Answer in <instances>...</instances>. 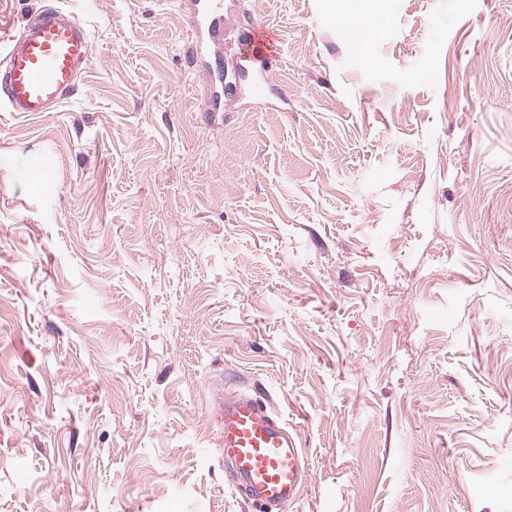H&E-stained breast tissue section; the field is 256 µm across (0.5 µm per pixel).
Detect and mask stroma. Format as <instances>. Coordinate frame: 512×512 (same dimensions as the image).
<instances>
[{
	"label": "stroma",
	"instance_id": "1",
	"mask_svg": "<svg viewBox=\"0 0 512 512\" xmlns=\"http://www.w3.org/2000/svg\"><path fill=\"white\" fill-rule=\"evenodd\" d=\"M47 5L93 50L56 111L0 110V512H258L236 390L308 457L279 512H512V0H224L220 112L191 0L0 18ZM247 62L255 76L254 91L261 94L274 81L280 66L279 60L274 55L262 52L252 55Z\"/></svg>",
	"mask_w": 512,
	"mask_h": 512
}]
</instances>
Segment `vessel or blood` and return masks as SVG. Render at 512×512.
Here are the masks:
<instances>
[{
	"label": "vessel or blood",
	"mask_w": 512,
	"mask_h": 512,
	"mask_svg": "<svg viewBox=\"0 0 512 512\" xmlns=\"http://www.w3.org/2000/svg\"><path fill=\"white\" fill-rule=\"evenodd\" d=\"M191 19L192 52L211 78L206 109L219 112L224 103V64L212 47L224 31L222 0H195ZM92 50L89 29L74 13L46 9L8 38L0 58V109L52 112L67 98L85 69ZM249 67L254 91L273 82L276 56L256 54ZM226 483L245 500L261 507L298 498L304 488L308 459L297 433L263 398L236 393L217 408Z\"/></svg>",
	"instance_id": "1"
}]
</instances>
